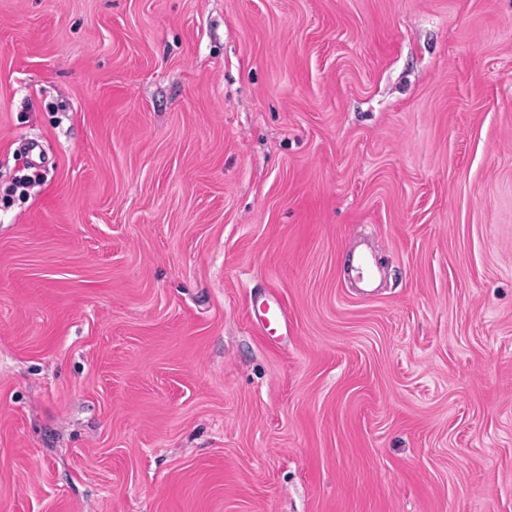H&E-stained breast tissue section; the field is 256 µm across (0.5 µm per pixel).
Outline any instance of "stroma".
Returning <instances> with one entry per match:
<instances>
[{"label":"stroma","mask_w":512,"mask_h":512,"mask_svg":"<svg viewBox=\"0 0 512 512\" xmlns=\"http://www.w3.org/2000/svg\"><path fill=\"white\" fill-rule=\"evenodd\" d=\"M0 512H512V0H0ZM255 316L264 319L268 325H281L287 329L286 312L283 305L277 300L267 299L264 303L254 307Z\"/></svg>","instance_id":"35a3bbf8"}]
</instances>
